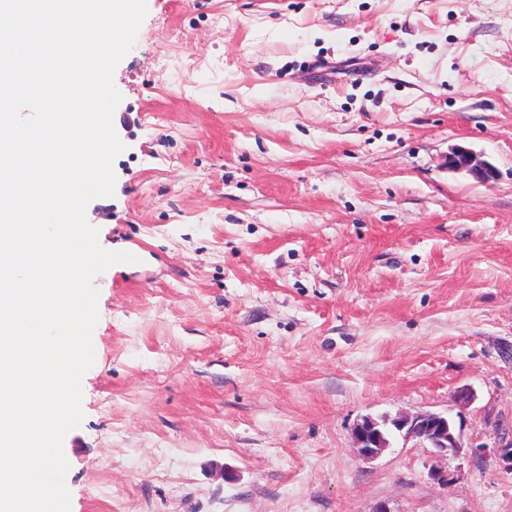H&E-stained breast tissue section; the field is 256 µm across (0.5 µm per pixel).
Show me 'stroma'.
Returning a JSON list of instances; mask_svg holds the SVG:
<instances>
[{
    "label": "stroma",
    "mask_w": 512,
    "mask_h": 512,
    "mask_svg": "<svg viewBox=\"0 0 512 512\" xmlns=\"http://www.w3.org/2000/svg\"><path fill=\"white\" fill-rule=\"evenodd\" d=\"M113 82L86 218L142 258L94 280L70 512H512L495 460L353 438L512 440V0H149ZM448 168L455 170H466L478 181L488 182L493 178L492 167L477 158L469 149L458 147L453 151L447 160ZM395 430L405 439H416L433 448L439 457H458L465 446L461 440V429L457 430L454 419L448 413L421 412L378 421L364 416L354 426L355 447L360 457L373 460L390 447L391 432Z\"/></svg>",
    "instance_id": "35a3bbf8"
}]
</instances>
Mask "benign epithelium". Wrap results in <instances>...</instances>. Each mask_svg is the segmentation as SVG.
I'll list each match as a JSON object with an SVG mask.
<instances>
[{
    "instance_id": "obj_1",
    "label": "benign epithelium",
    "mask_w": 512,
    "mask_h": 512,
    "mask_svg": "<svg viewBox=\"0 0 512 512\" xmlns=\"http://www.w3.org/2000/svg\"><path fill=\"white\" fill-rule=\"evenodd\" d=\"M451 169L466 170L478 181L488 182L493 178L492 167L477 158L469 149L459 147L447 160ZM406 439H416L442 458L458 457L464 450L461 433L454 419L445 413L421 412L416 415H402L381 421L364 416L354 426L355 448L360 457L373 460L390 447L392 431Z\"/></svg>"
}]
</instances>
